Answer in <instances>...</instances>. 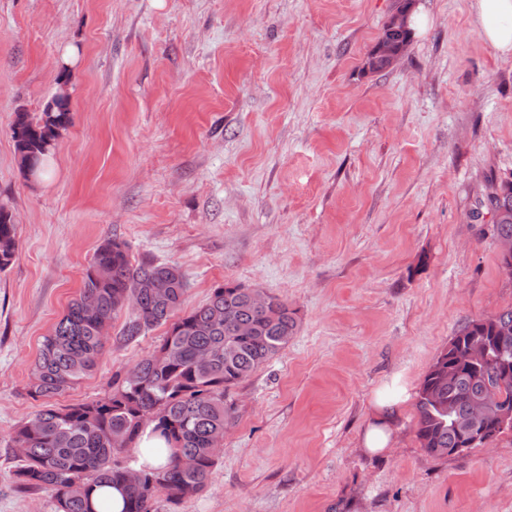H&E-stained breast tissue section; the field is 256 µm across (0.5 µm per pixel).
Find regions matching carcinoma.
Here are the masks:
<instances>
[{"label": "carcinoma", "mask_w": 512, "mask_h": 512, "mask_svg": "<svg viewBox=\"0 0 512 512\" xmlns=\"http://www.w3.org/2000/svg\"><path fill=\"white\" fill-rule=\"evenodd\" d=\"M71 124L67 102H47L37 115L16 113L12 138L22 173H28L33 160L44 164ZM478 202L482 215L490 216L491 239L512 237V186L497 184L491 174ZM16 249V224L10 209L1 204V272L11 266ZM150 276L169 279L170 295L158 300L147 291L130 306L127 282ZM187 289L178 266L151 261L134 265L124 242L112 237L102 241L85 270L78 296L41 341L30 369L28 395L47 401L92 373L107 342L99 335V326L124 308L132 311L125 335L139 336L161 325L168 330L162 343L129 368L106 398L64 408L48 403L14 430L13 445L25 449L13 472L16 491L51 492L55 512H96L95 488L121 486L122 512H154L153 499L159 492L177 505L206 488L223 448L224 432L236 421L230 390L288 345L297 318L288 302L276 295L268 308H253L246 288L232 281L214 287L206 302L180 316ZM239 322L252 323L253 335H236ZM505 328L507 347L496 351L486 367L461 366L451 379L442 375L448 365H457L454 353L461 344L481 336L495 346ZM229 343L234 344V353L227 357ZM202 351L209 353L206 363L198 361ZM506 364L512 367V307L467 321L458 329L418 392L416 436L428 455L455 454L462 444L456 422L468 417L474 401L494 392L512 403V380L500 383L494 378ZM149 425L171 443V455L165 466L143 473L140 486L130 487L125 481L131 468L128 450ZM183 456L195 459L193 470L180 467Z\"/></svg>", "instance_id": "cac0c4a2"}]
</instances>
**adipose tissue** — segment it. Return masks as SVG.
Here are the masks:
<instances>
[{
    "instance_id": "1",
    "label": "adipose tissue",
    "mask_w": 512,
    "mask_h": 512,
    "mask_svg": "<svg viewBox=\"0 0 512 512\" xmlns=\"http://www.w3.org/2000/svg\"><path fill=\"white\" fill-rule=\"evenodd\" d=\"M473 22L482 37L503 57L512 58V0H471ZM411 393L401 376H393L374 393L372 413L361 435L370 454L387 451L397 432V418Z\"/></svg>"
}]
</instances>
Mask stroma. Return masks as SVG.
<instances>
[{
	"label": "stroma",
	"instance_id": "stroma-1",
	"mask_svg": "<svg viewBox=\"0 0 512 512\" xmlns=\"http://www.w3.org/2000/svg\"><path fill=\"white\" fill-rule=\"evenodd\" d=\"M398 0H0V203L18 250L0 273V512L11 435L33 418L29 369L105 237L132 263L181 268L186 308L233 281L286 300L287 347L232 389L237 421L200 494L156 512H512V431L433 458L400 415L393 449L359 436L374 389L420 387L466 321L512 307L490 237L468 223L488 173H512V59L470 0H417V30L368 59ZM71 68L62 62L68 49ZM72 124L40 180L16 113L59 84ZM118 313L96 371L57 396L99 400L158 346Z\"/></svg>",
	"mask_w": 512,
	"mask_h": 512
}]
</instances>
